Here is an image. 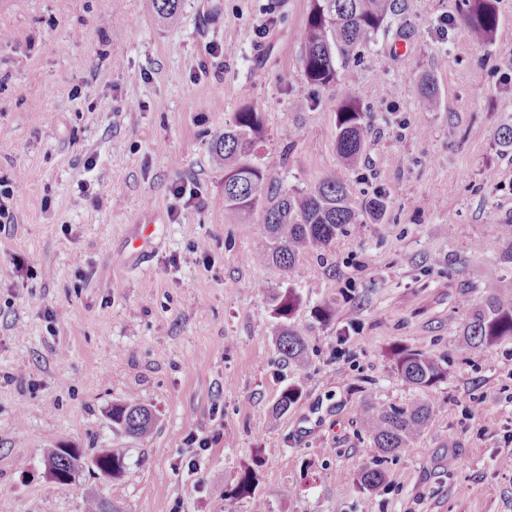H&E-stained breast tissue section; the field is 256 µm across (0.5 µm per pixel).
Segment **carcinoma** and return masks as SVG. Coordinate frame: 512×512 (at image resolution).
<instances>
[{
	"mask_svg": "<svg viewBox=\"0 0 512 512\" xmlns=\"http://www.w3.org/2000/svg\"><path fill=\"white\" fill-rule=\"evenodd\" d=\"M400 0H309V10L302 33L301 65L308 83L330 88L341 81L342 70L358 60L388 28ZM458 19L478 43L494 42L508 35L500 24L499 0H462ZM417 109L436 112L441 99L434 82L422 80L416 98ZM336 152L341 160L338 169L323 175L309 191L275 193L273 178L257 161L256 142L263 124L259 112L243 107L233 113L224 126V134L214 141L212 150L224 162V211L232 216L259 214L269 237L266 247L250 253L244 261L251 264L273 263L289 269L296 258L312 249H325L336 242L347 226L366 220L382 222L389 200L384 191H376L369 199L359 201L349 190V177L358 169L365 151V133L370 126L369 113L363 111L349 84L335 108ZM274 314L280 319L276 345L281 356L298 362L305 351L301 333L288 325V317L299 304L295 289L288 288L274 298ZM465 347L487 348L512 338V297L488 296L475 303V310L463 327ZM396 370L409 384L427 388L448 375L444 362L422 351L397 353ZM299 382L282 390L277 407L288 410L301 396ZM434 412L429 403L411 406L376 404L364 406L359 415L373 437L375 447L392 453L406 447L426 428ZM114 428L125 434L144 438L155 427L152 410L135 395L112 404L109 411ZM95 473L117 477L127 469L126 454L104 449ZM48 477L62 470L76 474L84 467L82 453L61 446L46 449ZM361 480L369 489H377L386 481L380 469L367 468ZM238 493L253 499L252 512H269L256 495L251 477H244ZM84 512H121L101 498L88 496Z\"/></svg>",
	"mask_w": 512,
	"mask_h": 512,
	"instance_id": "1",
	"label": "carcinoma"
}]
</instances>
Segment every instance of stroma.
Returning a JSON list of instances; mask_svg holds the SVG:
<instances>
[{"label":"stroma","mask_w":512,"mask_h":512,"mask_svg":"<svg viewBox=\"0 0 512 512\" xmlns=\"http://www.w3.org/2000/svg\"><path fill=\"white\" fill-rule=\"evenodd\" d=\"M458 2L403 0L344 73L371 116L350 188L386 190L387 220L350 225L285 270L245 262L265 229L227 218L212 144L250 104L264 119L256 155L283 190L337 166L345 86L303 75L309 0H180L170 21L153 0H0V177L14 191L0 230V502L11 512H83L90 494L122 512H252L237 493L248 470L269 512H512V339L459 348L462 299L512 291V263L499 260L512 155L495 143L512 124V41H474L454 21ZM425 77L439 111L415 105ZM180 183L197 198L174 215ZM287 288L300 296L299 366L275 345L273 297ZM400 349L446 360L447 378L410 386ZM297 381L302 397L279 411ZM131 392L157 417L150 437L112 427L113 402ZM428 401L425 431L390 454L359 416ZM191 433L211 447L188 445ZM60 444L124 449L127 470L53 483L44 451ZM368 467L386 473L380 490L363 485Z\"/></svg>","instance_id":"stroma-1"}]
</instances>
